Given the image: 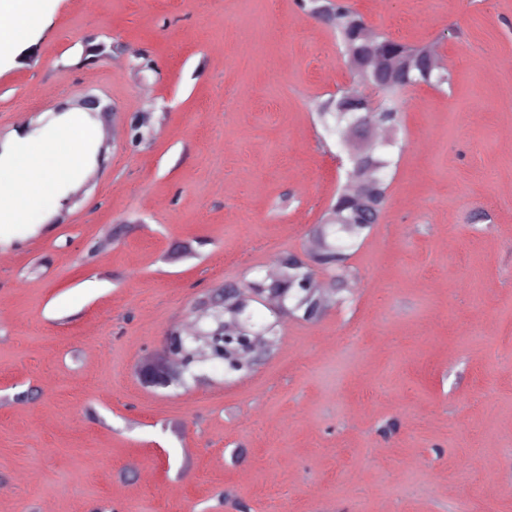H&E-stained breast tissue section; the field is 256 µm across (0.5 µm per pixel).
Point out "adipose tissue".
<instances>
[{"mask_svg": "<svg viewBox=\"0 0 512 512\" xmlns=\"http://www.w3.org/2000/svg\"><path fill=\"white\" fill-rule=\"evenodd\" d=\"M43 8V0H0V13L13 17L14 23L0 29V50L26 41L32 25ZM96 119L87 112L65 113L50 129L26 135L12 134L0 146V184H34L28 201L0 196V226L45 223L60 207L62 200L82 178V168L90 164V154L78 158V170L62 173L64 150L74 129L96 127Z\"/></svg>", "mask_w": 512, "mask_h": 512, "instance_id": "ef3b65f1", "label": "adipose tissue"}]
</instances>
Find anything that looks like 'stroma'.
I'll return each instance as SVG.
<instances>
[{
  "instance_id": "stroma-1",
  "label": "stroma",
  "mask_w": 512,
  "mask_h": 512,
  "mask_svg": "<svg viewBox=\"0 0 512 512\" xmlns=\"http://www.w3.org/2000/svg\"><path fill=\"white\" fill-rule=\"evenodd\" d=\"M348 2L450 83L401 95L344 301L177 391L143 357L308 253L345 178L313 107L359 86L335 33L299 0H45L0 53V130L88 91L154 119L82 204L0 234V512H512V0ZM88 35L111 61L78 66Z\"/></svg>"
}]
</instances>
